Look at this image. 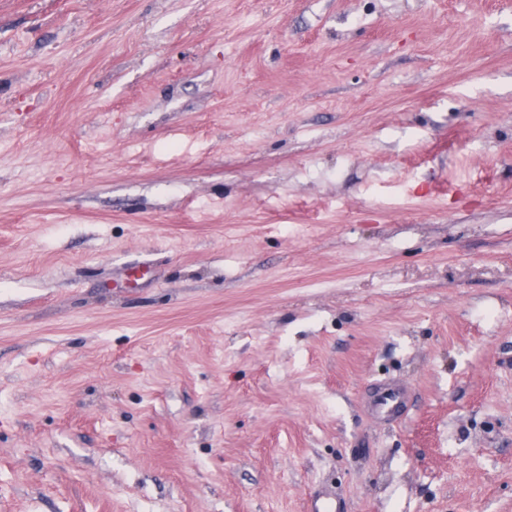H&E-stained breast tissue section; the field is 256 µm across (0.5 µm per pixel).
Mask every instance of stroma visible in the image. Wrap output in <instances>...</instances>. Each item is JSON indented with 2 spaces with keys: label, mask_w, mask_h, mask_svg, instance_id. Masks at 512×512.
<instances>
[{
  "label": "stroma",
  "mask_w": 512,
  "mask_h": 512,
  "mask_svg": "<svg viewBox=\"0 0 512 512\" xmlns=\"http://www.w3.org/2000/svg\"><path fill=\"white\" fill-rule=\"evenodd\" d=\"M322 488L512 512V0H0V512ZM408 394L404 387L396 384H381L375 394L376 412L388 419H397L405 412Z\"/></svg>",
  "instance_id": "obj_1"
}]
</instances>
